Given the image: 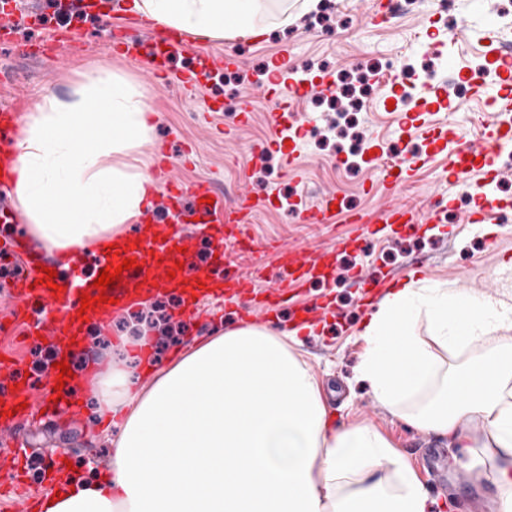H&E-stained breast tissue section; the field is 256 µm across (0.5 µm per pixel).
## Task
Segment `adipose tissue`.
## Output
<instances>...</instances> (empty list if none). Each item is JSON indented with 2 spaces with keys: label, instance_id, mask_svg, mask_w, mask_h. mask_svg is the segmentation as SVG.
Wrapping results in <instances>:
<instances>
[{
  "label": "adipose tissue",
  "instance_id": "1",
  "mask_svg": "<svg viewBox=\"0 0 512 512\" xmlns=\"http://www.w3.org/2000/svg\"><path fill=\"white\" fill-rule=\"evenodd\" d=\"M275 0H132L163 28L256 40ZM144 95L100 69L37 103L15 144L13 193L31 235L56 250L107 248L143 212ZM427 335H419V323ZM297 333L241 324L192 339L148 380L76 377L119 428L108 472H70L42 512H432L417 472L379 429L337 426ZM355 379L419 431L464 450L494 512H512V304L410 279L364 320ZM467 355L462 365L449 357Z\"/></svg>",
  "mask_w": 512,
  "mask_h": 512
}]
</instances>
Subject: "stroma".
Returning a JSON list of instances; mask_svg holds the SVG:
<instances>
[{
  "mask_svg": "<svg viewBox=\"0 0 512 512\" xmlns=\"http://www.w3.org/2000/svg\"><path fill=\"white\" fill-rule=\"evenodd\" d=\"M35 1L45 18L43 27L19 28L14 42L0 43V106L19 100L36 102L46 95L67 97L87 74L109 64L112 72L146 97L156 113L149 145L131 156L130 164L145 168L163 146L172 177L188 183L212 179L228 188L227 201L232 205L245 197L255 200L245 226L252 248L245 251L236 242L225 243L224 264L229 271L260 267L269 286L277 271V246L296 247L312 257L335 252L332 277L311 280L293 294L296 303L316 308L327 298L336 309L335 315L318 318L313 333H300L298 351L320 381L337 425L363 423L389 436L417 470L429 497L437 500L434 512H492L490 488L470 483L465 471L452 466L451 451L444 442L393 417L361 388L350 385L363 349L361 325L369 312L349 288L347 269L355 265L371 276L390 274L402 282L416 274L476 296L504 294L506 281L512 280V178L497 177L490 186L505 210L495 211L483 223H467L473 204L466 200L463 187L445 178L447 158L436 150L441 115L425 116L411 138H404L400 116L416 112V103L390 106L388 91L372 76L393 61L403 68H416L422 80L431 67L443 74L451 68L467 72L491 67L493 49L504 32L512 31V0H448L444 7L437 0H417L413 12L391 20L385 17L388 0H337L336 19L316 28L309 25L311 16L303 11V0H288L294 22L282 26L270 21L266 37L253 43L195 40L172 54L169 79L157 84L147 76L149 40L138 30H128V39L140 40L141 46L137 57L124 55L110 38L120 24L108 7L92 15L74 10L67 16L74 39L59 43L43 59L27 57L24 45L48 34L59 20L57 0H20L25 9ZM461 18L470 27L465 38L447 44L439 53L425 48L424 28L442 34ZM283 51L300 78H312L321 69L338 77L351 68L369 76L367 97L354 115L353 130L378 155L398 152L404 143H411L423 161L413 168L407 183L390 191L377 179L372 162L347 164L333 134H313L297 141L291 165L279 152L262 160L252 157L251 144L274 135L273 115L279 100H287L288 120L296 125L310 119L320 128L333 113L323 95L289 98L281 91L272 96L262 92L267 61ZM203 52L216 56L232 52L239 64L214 70L201 84L183 88L179 76L193 73ZM328 193L344 198V212L323 224L295 222L294 206H316ZM440 197L451 204L437 221L384 226L367 238L346 219L348 211L375 213L395 201L425 210ZM19 270V264L7 265L0 277V358L15 357L35 371L47 362L50 352L30 340L11 319V287ZM241 309L237 302L208 303L202 307V316L192 317L183 314L179 292H165L115 313L106 330L88 326L83 352L103 367L119 366L124 362L117 352L119 336H148L150 348L138 349L132 367L139 374L150 366L160 369L176 348L185 346L187 337L205 336L218 323L243 322ZM21 443L35 449L40 466L22 471L10 487L0 490V512H18L20 496L40 499L54 491L66 478L68 466H90L102 472L111 464L110 434L86 414L55 427L31 420L13 433L0 430V449Z\"/></svg>",
  "mask_w": 512,
  "mask_h": 512,
  "instance_id": "obj_1",
  "label": "stroma"
}]
</instances>
